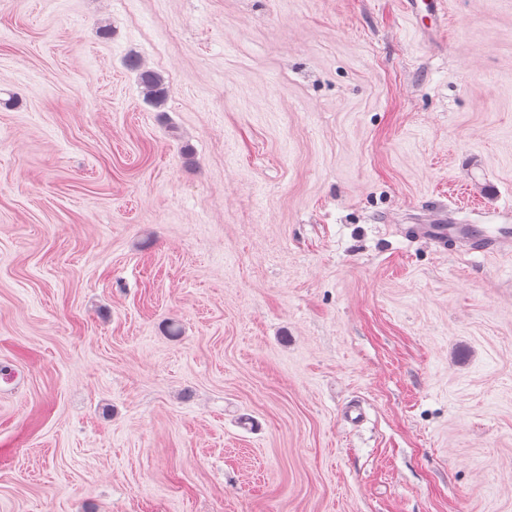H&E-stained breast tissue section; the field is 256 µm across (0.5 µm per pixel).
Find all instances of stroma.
<instances>
[{
  "label": "stroma",
  "mask_w": 512,
  "mask_h": 512,
  "mask_svg": "<svg viewBox=\"0 0 512 512\" xmlns=\"http://www.w3.org/2000/svg\"><path fill=\"white\" fill-rule=\"evenodd\" d=\"M436 218L512 224V0H0V512H512ZM430 3H426L424 0H403L406 10L407 19L416 28H428L433 30L438 26L441 19L446 15L445 0H429ZM419 2H424L427 8V15L422 16V10ZM442 14V15H441ZM429 19L428 26L425 24L424 19ZM131 66L138 71L139 82L146 101L154 107H161L168 96V87L162 76L155 71L139 68L135 62Z\"/></svg>",
  "instance_id": "stroma-1"
}]
</instances>
